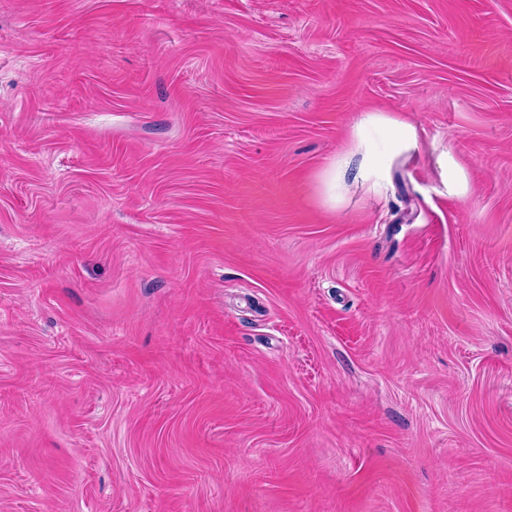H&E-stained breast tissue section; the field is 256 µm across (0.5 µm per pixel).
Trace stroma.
<instances>
[{"instance_id": "obj_1", "label": "stroma", "mask_w": 512, "mask_h": 512, "mask_svg": "<svg viewBox=\"0 0 512 512\" xmlns=\"http://www.w3.org/2000/svg\"><path fill=\"white\" fill-rule=\"evenodd\" d=\"M0 512H512V0H0ZM418 148V133L411 124L384 112L364 113L351 129L348 146L322 174L325 203L336 206L355 185L385 187L393 159ZM440 176L448 195L463 197L468 193V180L465 170L455 159L451 146L439 153Z\"/></svg>"}]
</instances>
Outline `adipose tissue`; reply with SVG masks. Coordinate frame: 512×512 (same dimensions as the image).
Listing matches in <instances>:
<instances>
[{
  "instance_id": "1",
  "label": "adipose tissue",
  "mask_w": 512,
  "mask_h": 512,
  "mask_svg": "<svg viewBox=\"0 0 512 512\" xmlns=\"http://www.w3.org/2000/svg\"><path fill=\"white\" fill-rule=\"evenodd\" d=\"M416 129L381 112H367L353 125L348 146L322 174L325 202L336 205L356 185L385 187L396 157L418 150Z\"/></svg>"
}]
</instances>
